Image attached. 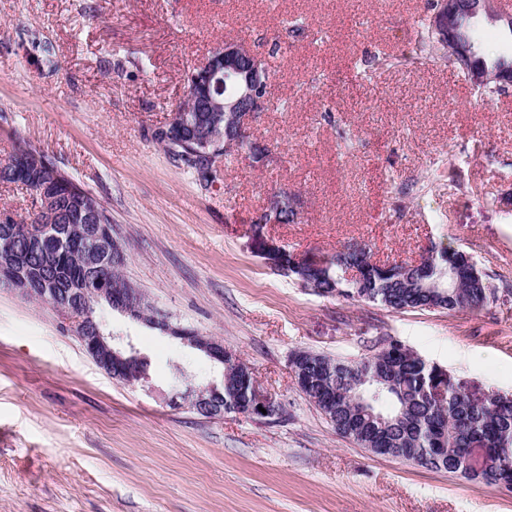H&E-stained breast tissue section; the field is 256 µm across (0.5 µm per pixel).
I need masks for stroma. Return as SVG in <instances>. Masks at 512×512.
<instances>
[{
    "mask_svg": "<svg viewBox=\"0 0 512 512\" xmlns=\"http://www.w3.org/2000/svg\"><path fill=\"white\" fill-rule=\"evenodd\" d=\"M433 2L0 0V161L28 141L97 197L125 278L174 323L223 339L284 409L265 423L172 408L176 368L218 384L221 366L102 306L149 361L147 381L117 382L55 311L0 288V512H512V490L340 437L288 364L298 350L357 359L390 337L474 397L512 395V85L483 90L442 55L415 59ZM228 39L267 61L276 107L251 136L274 159L229 151L206 185L151 132ZM281 187L297 220L256 225ZM353 242L381 263L464 251L493 293L476 312L395 311L318 296L267 258Z\"/></svg>",
    "mask_w": 512,
    "mask_h": 512,
    "instance_id": "stroma-1",
    "label": "stroma"
}]
</instances>
